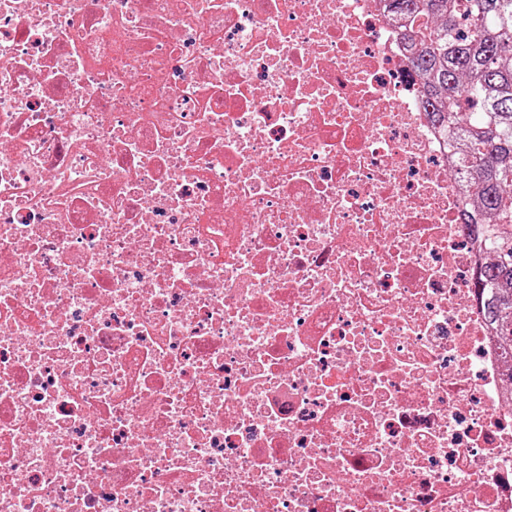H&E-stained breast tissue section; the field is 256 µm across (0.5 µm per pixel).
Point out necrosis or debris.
<instances>
[{
    "mask_svg": "<svg viewBox=\"0 0 512 512\" xmlns=\"http://www.w3.org/2000/svg\"><path fill=\"white\" fill-rule=\"evenodd\" d=\"M384 0H0V512H512V382Z\"/></svg>",
    "mask_w": 512,
    "mask_h": 512,
    "instance_id": "1",
    "label": "necrosis or debris"
}]
</instances>
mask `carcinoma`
I'll return each instance as SVG.
<instances>
[{"label": "carcinoma", "mask_w": 512, "mask_h": 512, "mask_svg": "<svg viewBox=\"0 0 512 512\" xmlns=\"http://www.w3.org/2000/svg\"><path fill=\"white\" fill-rule=\"evenodd\" d=\"M430 122L450 148L459 219L488 255L483 314L512 379V0H387Z\"/></svg>", "instance_id": "1"}]
</instances>
